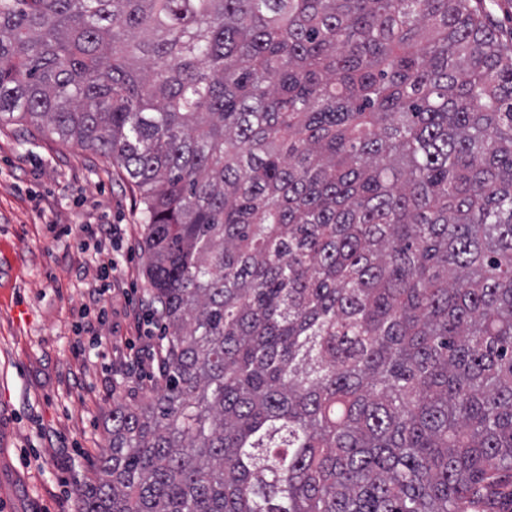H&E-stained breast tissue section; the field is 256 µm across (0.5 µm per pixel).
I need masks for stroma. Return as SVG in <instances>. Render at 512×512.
<instances>
[{
	"label": "stroma",
	"instance_id": "stroma-1",
	"mask_svg": "<svg viewBox=\"0 0 512 512\" xmlns=\"http://www.w3.org/2000/svg\"><path fill=\"white\" fill-rule=\"evenodd\" d=\"M120 224L122 284L88 297L99 256L79 225ZM145 216L111 158L0 126V488L5 512H81L78 488L110 439L113 402L152 392L130 361V309L148 304ZM108 317L97 323L99 309Z\"/></svg>",
	"mask_w": 512,
	"mask_h": 512
}]
</instances>
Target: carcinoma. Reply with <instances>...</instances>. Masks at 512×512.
<instances>
[{
  "mask_svg": "<svg viewBox=\"0 0 512 512\" xmlns=\"http://www.w3.org/2000/svg\"><path fill=\"white\" fill-rule=\"evenodd\" d=\"M112 157L163 340L81 512H506L512 43L482 0H0V125Z\"/></svg>",
  "mask_w": 512,
  "mask_h": 512,
  "instance_id": "carcinoma-1",
  "label": "carcinoma"
}]
</instances>
